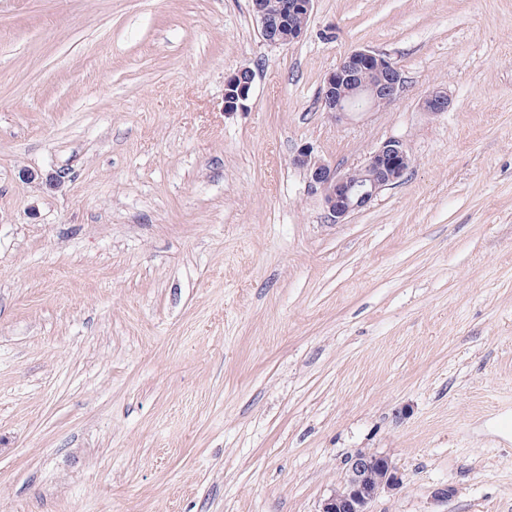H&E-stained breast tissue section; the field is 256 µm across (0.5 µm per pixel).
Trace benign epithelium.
I'll return each mask as SVG.
<instances>
[{"mask_svg": "<svg viewBox=\"0 0 512 512\" xmlns=\"http://www.w3.org/2000/svg\"><path fill=\"white\" fill-rule=\"evenodd\" d=\"M314 0H286L281 13L269 14L261 0H251V10L266 43L286 46L298 41L306 24L294 25L292 19L309 18ZM255 74L240 68L224 80V111H242L252 96ZM400 70L384 55L371 49H356L324 78L322 109L334 115L350 111L352 100H363L368 106L380 100H395L403 89ZM430 115L448 109V96L437 90L423 102ZM292 163L304 171L311 189L320 194L330 219L336 223L367 206L382 190L396 184L408 169L411 159L397 140H388L369 153L363 166L340 171L315 156L303 146ZM403 484V474L391 459L377 452L360 451L352 456L340 488L322 503L319 512H369L370 504L383 493Z\"/></svg>", "mask_w": 512, "mask_h": 512, "instance_id": "benign-epithelium-1", "label": "benign epithelium"}]
</instances>
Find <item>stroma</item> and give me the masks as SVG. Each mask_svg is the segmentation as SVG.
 I'll return each mask as SVG.
<instances>
[{
	"label": "stroma",
	"instance_id": "35a3bbf8",
	"mask_svg": "<svg viewBox=\"0 0 512 512\" xmlns=\"http://www.w3.org/2000/svg\"><path fill=\"white\" fill-rule=\"evenodd\" d=\"M357 48L404 88L336 118ZM391 139L338 224L292 164ZM507 420L512 0H0V512H318L366 449L371 512H512ZM261 1L263 0H252L251 10L260 29V35L266 43L286 46L303 36L314 0H287L284 3L282 0H265V6L270 13H277L282 5L281 13L276 16L269 14ZM297 15H302L306 23L301 24L303 19L298 16L294 19V23L298 25H293L292 19ZM255 74L249 68H239L224 80V111H243L252 96Z\"/></svg>",
	"mask_w": 512,
	"mask_h": 512
}]
</instances>
